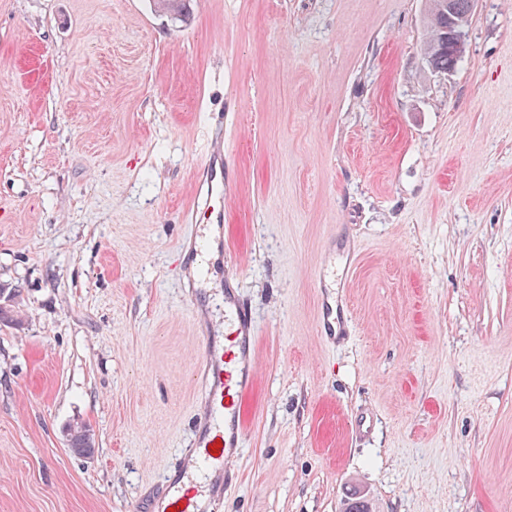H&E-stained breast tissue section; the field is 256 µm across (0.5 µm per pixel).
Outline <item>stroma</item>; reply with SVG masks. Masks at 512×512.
<instances>
[{"mask_svg":"<svg viewBox=\"0 0 512 512\" xmlns=\"http://www.w3.org/2000/svg\"><path fill=\"white\" fill-rule=\"evenodd\" d=\"M427 0H0V512H161L222 289L189 272L224 142L258 326L218 512H512V0L452 71ZM351 252L349 339L318 260ZM91 429L79 456L69 430ZM319 335L321 341L336 338V296L331 300L327 294L323 299Z\"/></svg>","mask_w":512,"mask_h":512,"instance_id":"1","label":"stroma"}]
</instances>
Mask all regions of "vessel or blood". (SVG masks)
<instances>
[{
  "mask_svg": "<svg viewBox=\"0 0 512 512\" xmlns=\"http://www.w3.org/2000/svg\"><path fill=\"white\" fill-rule=\"evenodd\" d=\"M224 160L222 146H215L200 174L211 228L203 229L188 245L199 271L210 274L223 265L215 248L223 237L213 236L212 227L222 226L224 210L217 200L224 196V179L217 171ZM224 341L210 344L202 358L201 372L207 386V410L199 420L193 450L187 459L188 474L169 477L163 496L164 512H212L224 500V486L231 479V466L245 441L241 405L253 388L257 375V337L253 316L240 302L234 288L224 290ZM321 340L336 336V303L324 298L319 322Z\"/></svg>",
  "mask_w": 512,
  "mask_h": 512,
  "instance_id": "1",
  "label": "vessel or blood"
}]
</instances>
